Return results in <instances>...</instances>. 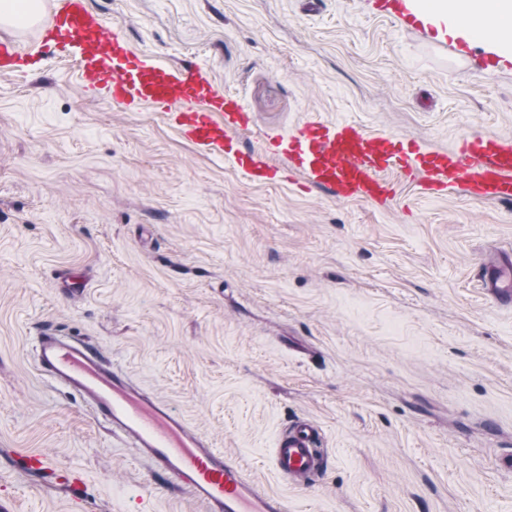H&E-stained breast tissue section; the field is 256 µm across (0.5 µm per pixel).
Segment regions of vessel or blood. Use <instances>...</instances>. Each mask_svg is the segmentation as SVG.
<instances>
[{
  "label": "vessel or blood",
  "mask_w": 512,
  "mask_h": 512,
  "mask_svg": "<svg viewBox=\"0 0 512 512\" xmlns=\"http://www.w3.org/2000/svg\"><path fill=\"white\" fill-rule=\"evenodd\" d=\"M380 14L420 29L423 19L406 0H375ZM38 46L0 39V76L23 72L44 48L75 59L85 91L109 97L124 109L149 108L199 150L229 160L253 180L292 176L341 200L388 205L395 196L390 173H399L431 198L456 189L485 201L512 202V138H481L429 153L416 143L371 134L347 122L312 117L288 134H267L262 149L241 151L233 133L254 120L239 97L220 92L209 70L163 65L130 49L122 24L107 23L86 0H50L37 29ZM281 165L273 166L269 157ZM482 284L497 303L512 302V256L485 264ZM35 368L51 385L77 395L100 422L151 470L186 490L203 512H288V500L263 489L232 457L191 431L186 416L168 400L138 387L98 346L53 325L34 338ZM328 452L318 426L297 420L279 434L273 450L276 474L288 482L319 475Z\"/></svg>",
  "instance_id": "obj_1"
}]
</instances>
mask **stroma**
<instances>
[{
  "instance_id": "1",
  "label": "stroma",
  "mask_w": 512,
  "mask_h": 512,
  "mask_svg": "<svg viewBox=\"0 0 512 512\" xmlns=\"http://www.w3.org/2000/svg\"><path fill=\"white\" fill-rule=\"evenodd\" d=\"M159 62L210 68L254 116L243 149L311 115L454 149L512 137V52L457 59L371 0H87ZM387 207L248 180L156 112L42 53L0 76V506L203 512L34 369L45 323L168 399L290 512H512V309L479 286L512 203L395 178ZM320 427L310 484L271 466ZM47 455L77 488L28 473ZM327 455L318 426L311 420H297L280 432L272 465L288 483L307 482L322 472Z\"/></svg>"
}]
</instances>
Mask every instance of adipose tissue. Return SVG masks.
<instances>
[{
	"label": "adipose tissue",
	"mask_w": 512,
	"mask_h": 512,
	"mask_svg": "<svg viewBox=\"0 0 512 512\" xmlns=\"http://www.w3.org/2000/svg\"><path fill=\"white\" fill-rule=\"evenodd\" d=\"M424 13L499 51H512V0H418Z\"/></svg>",
	"instance_id": "obj_1"
}]
</instances>
